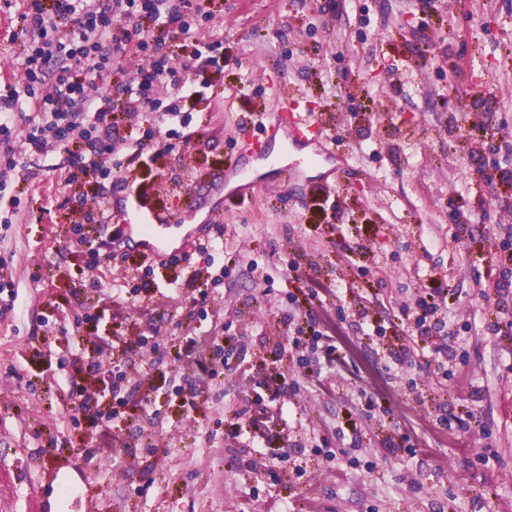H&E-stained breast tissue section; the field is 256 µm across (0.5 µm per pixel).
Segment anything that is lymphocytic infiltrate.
Returning <instances> with one entry per match:
<instances>
[{
    "label": "lymphocytic infiltrate",
    "mask_w": 512,
    "mask_h": 512,
    "mask_svg": "<svg viewBox=\"0 0 512 512\" xmlns=\"http://www.w3.org/2000/svg\"><path fill=\"white\" fill-rule=\"evenodd\" d=\"M224 0H26L19 16V62L0 76V192L26 154L62 151L70 182L110 176L111 147L92 128H111L116 112H164L188 128L187 104L198 94L201 51L173 57L167 34L195 39L192 22H210ZM147 55L150 70H133L129 57ZM169 84L162 103L152 90ZM26 152H19L18 144Z\"/></svg>",
    "instance_id": "obj_1"
}]
</instances>
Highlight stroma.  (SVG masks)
Returning <instances> with one entry per match:
<instances>
[{
	"mask_svg": "<svg viewBox=\"0 0 512 512\" xmlns=\"http://www.w3.org/2000/svg\"><path fill=\"white\" fill-rule=\"evenodd\" d=\"M212 44L190 143L166 116L121 112L101 134L110 188L68 183L55 152L8 184L0 512H512V326L487 328L512 306V271L491 261L512 246V0H224L197 30L196 48ZM284 89L323 120L337 157L305 177L329 190L243 150ZM231 165L255 184L212 214L198 185ZM132 187L176 223L215 219L222 252L98 251L120 226L87 213ZM205 270L224 283L201 322ZM314 278L339 295L306 305L336 309V370L302 364L284 324ZM438 291L448 312L413 343L403 309ZM191 335L207 355L236 339L238 356L200 376L174 357ZM282 402L274 435L248 444L244 410ZM115 408L104 456L92 436Z\"/></svg>",
	"mask_w": 512,
	"mask_h": 512,
	"instance_id": "obj_1",
	"label": "stroma"
}]
</instances>
